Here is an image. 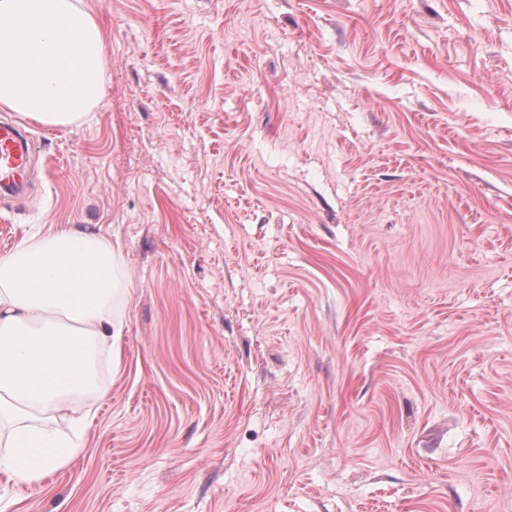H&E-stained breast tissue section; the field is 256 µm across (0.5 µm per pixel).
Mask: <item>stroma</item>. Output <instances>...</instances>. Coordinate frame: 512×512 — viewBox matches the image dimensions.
Segmentation results:
<instances>
[{"instance_id": "stroma-1", "label": "stroma", "mask_w": 512, "mask_h": 512, "mask_svg": "<svg viewBox=\"0 0 512 512\" xmlns=\"http://www.w3.org/2000/svg\"><path fill=\"white\" fill-rule=\"evenodd\" d=\"M45 224L120 241L119 372L5 512H512V0H83Z\"/></svg>"}]
</instances>
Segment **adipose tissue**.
Returning <instances> with one entry per match:
<instances>
[{"mask_svg":"<svg viewBox=\"0 0 512 512\" xmlns=\"http://www.w3.org/2000/svg\"><path fill=\"white\" fill-rule=\"evenodd\" d=\"M109 58L82 0H0V108L51 128L102 103ZM130 298L120 242L48 224L0 255V474L43 482L81 450L101 357L119 363ZM67 417L73 433L53 431Z\"/></svg>","mask_w":512,"mask_h":512,"instance_id":"ef3b65f1","label":"adipose tissue"}]
</instances>
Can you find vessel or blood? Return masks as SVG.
I'll list each match as a JSON object with an SVG mask.
<instances>
[{
  "instance_id": "vessel-or-blood-1",
  "label": "vessel or blood",
  "mask_w": 512,
  "mask_h": 512,
  "mask_svg": "<svg viewBox=\"0 0 512 512\" xmlns=\"http://www.w3.org/2000/svg\"><path fill=\"white\" fill-rule=\"evenodd\" d=\"M36 143L16 122L0 120V195L16 196L30 184V170Z\"/></svg>"
}]
</instances>
